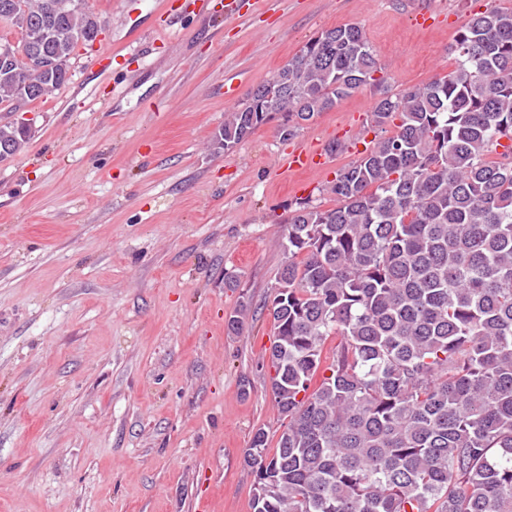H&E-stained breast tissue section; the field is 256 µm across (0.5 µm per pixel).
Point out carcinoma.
Returning a JSON list of instances; mask_svg holds the SVG:
<instances>
[{
	"label": "carcinoma",
	"instance_id": "obj_1",
	"mask_svg": "<svg viewBox=\"0 0 512 512\" xmlns=\"http://www.w3.org/2000/svg\"><path fill=\"white\" fill-rule=\"evenodd\" d=\"M5 4L33 64L0 60V112L22 115L68 82L52 63L99 20L73 0ZM453 53L448 74L392 94L346 23L272 75L290 136L368 85L373 123L395 130L338 170L335 206L287 219L270 383L288 424L272 452L251 439L253 512H512V8L474 14ZM263 87L214 150L266 123ZM30 134L0 122V153Z\"/></svg>",
	"mask_w": 512,
	"mask_h": 512
}]
</instances>
